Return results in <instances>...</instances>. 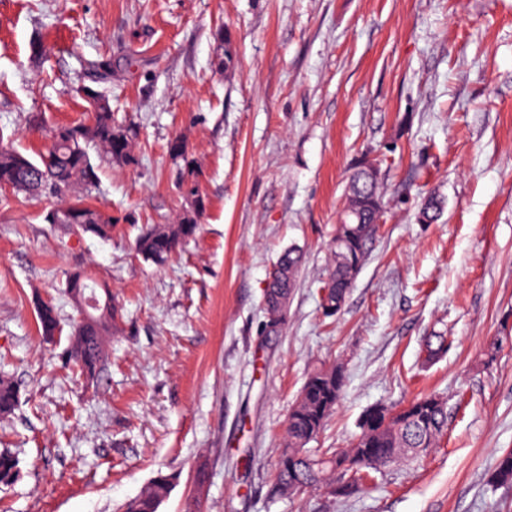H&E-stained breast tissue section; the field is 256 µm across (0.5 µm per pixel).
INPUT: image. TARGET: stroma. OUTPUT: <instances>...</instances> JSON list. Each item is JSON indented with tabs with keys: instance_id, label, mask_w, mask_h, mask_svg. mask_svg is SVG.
<instances>
[{
	"instance_id": "stroma-1",
	"label": "stroma",
	"mask_w": 512,
	"mask_h": 512,
	"mask_svg": "<svg viewBox=\"0 0 512 512\" xmlns=\"http://www.w3.org/2000/svg\"><path fill=\"white\" fill-rule=\"evenodd\" d=\"M38 37L55 47L42 65ZM82 85L138 127V162H95L87 201L111 216L108 240L47 224L58 197L0 187V371L21 395L0 417L21 469L0 512H121L159 471L177 476L159 512H184L202 463L203 512H512V485L491 481L512 450V0H0V130L19 152L88 120ZM178 136L204 211L157 266L133 242L180 214ZM364 159L380 167L383 221L326 317L331 240ZM431 194L443 209L427 223ZM290 247L304 264L268 334L263 291ZM78 268L124 309L90 386L35 312L52 302L71 326L62 287ZM435 332L448 352L429 362ZM332 366L344 387L315 447H350L371 407L430 394L447 435L350 496L273 493L289 410Z\"/></svg>"
}]
</instances>
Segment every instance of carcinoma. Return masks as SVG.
I'll return each mask as SVG.
<instances>
[{"mask_svg":"<svg viewBox=\"0 0 512 512\" xmlns=\"http://www.w3.org/2000/svg\"><path fill=\"white\" fill-rule=\"evenodd\" d=\"M93 102V114L88 124L61 125L50 130V145L46 153L33 160L15 150L9 140L0 133V181L5 180L14 190L30 197L56 195L62 191L75 192L74 198L61 203L63 207L77 211L76 230L82 235L91 234L102 239L112 236V218L86 203L83 193L95 183V167L91 152L117 165H134L133 142L137 136L132 125L117 124L112 118L109 99L93 89L86 94ZM121 138L127 143V151L116 159L110 150V142ZM177 189L184 205L178 220L173 224H148L135 242L137 254L154 264L168 262L183 243L198 228V219L204 203L198 186L181 179ZM345 208L360 213L362 223L345 216V224L336 226L335 234L345 244L331 252V269L325 287L331 289L329 302L336 297L347 296L353 282V274L366 261L370 244L376 236L377 225L383 209L379 183L357 196L353 187L346 186ZM301 251L292 248L284 251L276 265L282 272L264 291L263 309L265 326L281 327L287 310L271 303L277 295H290L301 266ZM97 283L88 273L77 270L67 275L64 292L70 298L80 295L100 301L101 307L90 316L75 322L67 336L66 356L76 374L94 381L105 369V340L112 334V325L119 317L114 303H105L112 297L107 288L97 292ZM41 335L52 341L62 335L63 326L57 312L45 317L37 315ZM428 360L433 361L448 350L443 336L427 339ZM344 386L340 370L321 368L307 379L295 404L288 414L286 443L281 451L283 459L276 464L278 490L296 494L307 489H329L339 485V496L353 493L362 475L371 474L382 467L398 463L415 455L414 449L438 444L447 429L445 403L433 396H420L391 417L382 408H372L365 414L352 447L318 454L308 448L322 430L333 412ZM19 404V389L9 376H0V415H11ZM19 474V460L9 451L0 452V483L8 484ZM500 485L512 484V452L503 454L491 475ZM176 481L173 474L159 473L134 498L123 505V512H158L161 504L170 496Z\"/></svg>","mask_w":512,"mask_h":512,"instance_id":"1","label":"carcinoma"}]
</instances>
